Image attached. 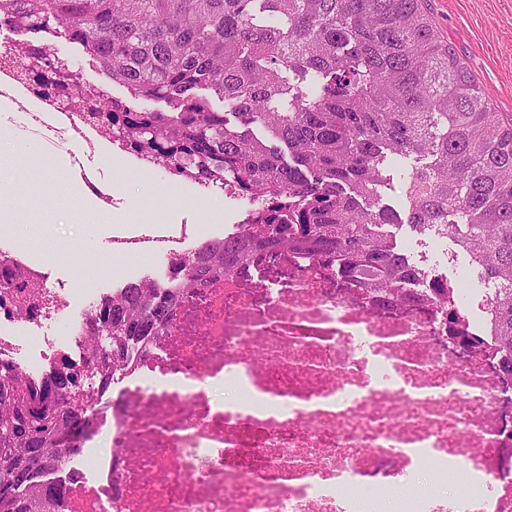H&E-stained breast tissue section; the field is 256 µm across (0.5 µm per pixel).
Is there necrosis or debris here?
Returning a JSON list of instances; mask_svg holds the SVG:
<instances>
[{"mask_svg": "<svg viewBox=\"0 0 512 512\" xmlns=\"http://www.w3.org/2000/svg\"><path fill=\"white\" fill-rule=\"evenodd\" d=\"M0 124L66 150L71 173L101 215L116 205L112 187L82 158L102 151L133 168L153 164L82 118L63 94L37 92L0 71ZM217 225L129 224L111 238L112 256L154 260L194 253ZM95 269L47 291L37 314L0 306V357L28 342L39 357L28 373L56 365L61 342L47 325L83 299L99 303ZM486 295L458 323L439 305L377 307L343 278L297 256L276 272L218 279L187 295L161 352L143 371L178 375L171 390L133 386L92 425L108 455L91 458L68 484L64 512H512V380L489 348ZM233 370L280 401L270 413L212 400L206 380ZM464 463L484 480L481 495L399 498L423 459Z\"/></svg>", "mask_w": 512, "mask_h": 512, "instance_id": "4bbe7bcc", "label": "necrosis or debris"}]
</instances>
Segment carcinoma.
<instances>
[{
    "mask_svg": "<svg viewBox=\"0 0 512 512\" xmlns=\"http://www.w3.org/2000/svg\"><path fill=\"white\" fill-rule=\"evenodd\" d=\"M32 31L62 34L126 98L100 97L46 49L45 73L92 122L173 176L234 182L270 206L237 233L85 314L79 336L97 391L139 372L184 294L285 253L331 267L379 305L424 300L426 274L386 227L432 229L465 247L495 286L494 348L512 380V116L440 38L422 0H0ZM319 82L315 94L307 79ZM232 112L215 108L214 100ZM287 106H282L283 101ZM156 102L161 108L145 109ZM414 158L407 216L383 202L388 159ZM43 285L0 262V305L31 315ZM83 376L67 361L38 381L0 361V512H63L90 431Z\"/></svg>",
    "mask_w": 512,
    "mask_h": 512,
    "instance_id": "1",
    "label": "carcinoma"
}]
</instances>
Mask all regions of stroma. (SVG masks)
Returning <instances> with one entry per match:
<instances>
[{"instance_id":"stroma-1","label":"stroma","mask_w":512,"mask_h":512,"mask_svg":"<svg viewBox=\"0 0 512 512\" xmlns=\"http://www.w3.org/2000/svg\"><path fill=\"white\" fill-rule=\"evenodd\" d=\"M426 8L495 110L512 115V0H426ZM38 146L28 157L0 156V235L35 254L42 241H55L60 257L48 267L53 284L102 259L119 223L147 221L148 211L160 209L166 223L204 224L216 204L174 187L168 175L132 171L119 208L104 218L92 200L73 206L80 185L68 174L69 157L46 141ZM136 198L146 208L137 217L130 212Z\"/></svg>"}]
</instances>
